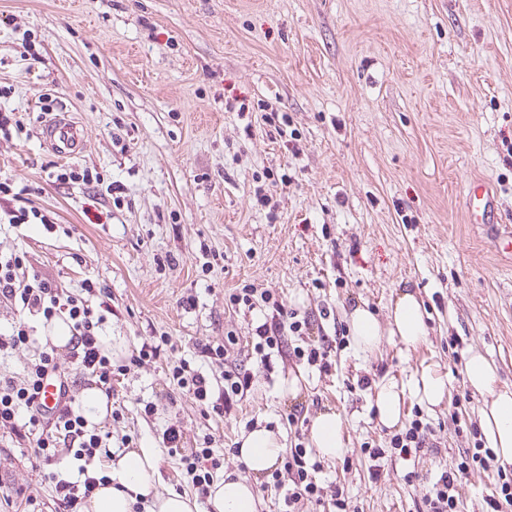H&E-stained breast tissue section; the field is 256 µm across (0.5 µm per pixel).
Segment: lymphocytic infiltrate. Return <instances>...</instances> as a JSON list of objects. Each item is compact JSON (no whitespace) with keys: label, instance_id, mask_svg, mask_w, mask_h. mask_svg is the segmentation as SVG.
<instances>
[{"label":"lymphocytic infiltrate","instance_id":"obj_1","mask_svg":"<svg viewBox=\"0 0 512 512\" xmlns=\"http://www.w3.org/2000/svg\"><path fill=\"white\" fill-rule=\"evenodd\" d=\"M23 257L0 258V299L19 303L24 320L15 323L10 335L0 337V351L31 343L27 316L41 317L45 323L55 319L66 321L72 338L65 349L44 343L37 361L24 368L21 378L0 379V430L31 442L32 467L49 466L47 479L53 485L52 512H80L82 504L100 486L102 478L91 465L102 452L104 439L110 438L108 426L89 422L75 410L71 398L72 379L94 378L106 396H113L112 380L116 369L112 355L102 343L100 330L106 321L102 309L91 300L99 289L95 282L84 280L80 293L58 287L40 273H26ZM310 329L306 320L294 319L284 304L272 302L263 323L255 329L252 350L265 355L272 349H283L286 334L305 336ZM178 390L192 393L205 413L223 416L234 397L244 396L251 388L248 375L225 370L224 391L216 393L209 375L195 369L187 360H179L170 371ZM55 378L67 399L55 419L44 418L36 403L45 379ZM181 425H167L162 442L169 454L179 457L182 474L199 498H207L213 473L220 466L209 444L186 448L181 444ZM490 449H468L456 468L442 472L423 497L424 512H457L459 487L469 472L495 470V488L486 500L485 512H503L512 506V471L493 469ZM322 465L311 458L305 448L290 449L282 467L274 469L272 482L285 489L288 512H305L307 507L331 508L347 512L344 492L336 483H323Z\"/></svg>","mask_w":512,"mask_h":512}]
</instances>
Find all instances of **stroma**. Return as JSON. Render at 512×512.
I'll return each mask as SVG.
<instances>
[{"label":"stroma","instance_id":"obj_1","mask_svg":"<svg viewBox=\"0 0 512 512\" xmlns=\"http://www.w3.org/2000/svg\"><path fill=\"white\" fill-rule=\"evenodd\" d=\"M58 106L83 128L67 160L39 138ZM273 109L288 118L283 132L262 118ZM1 112L14 122L0 128V177L28 194H0V255H25L76 294L95 281L110 309L102 335L127 350L171 340L115 380L125 408L107 441L155 449L158 492L196 495L162 443L175 421L185 447L211 437L224 471L242 475L232 449L255 424L306 447L309 426L294 429L289 414L336 409L346 449L323 474L349 512H419L482 439L464 364L480 350L512 388V260L463 199L484 178L512 219V0H0ZM61 165L102 183L56 182ZM22 206L48 225L8 223ZM244 286L254 308L229 302ZM408 288L424 303L425 341L356 352L347 309L386 319ZM265 293L335 338L329 371L248 357ZM228 335L223 367L197 353L196 342ZM181 359L217 378L241 369L253 385L224 416H205L169 381ZM424 365L446 380L444 403L406 397L401 425L380 426L376 384ZM299 369L307 385L288 396L280 382ZM143 402L157 404L154 418L141 417ZM416 419L429 427L424 446L391 454L394 432ZM28 446L0 436V481L50 502Z\"/></svg>","mask_w":512,"mask_h":512}]
</instances>
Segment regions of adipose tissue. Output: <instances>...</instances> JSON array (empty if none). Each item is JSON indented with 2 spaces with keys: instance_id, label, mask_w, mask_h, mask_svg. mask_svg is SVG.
<instances>
[{
  "instance_id": "1",
  "label": "adipose tissue",
  "mask_w": 512,
  "mask_h": 512,
  "mask_svg": "<svg viewBox=\"0 0 512 512\" xmlns=\"http://www.w3.org/2000/svg\"><path fill=\"white\" fill-rule=\"evenodd\" d=\"M348 323L354 346L362 353L374 351L385 338L412 348L422 343L427 334L423 303L411 290L399 293L389 309L387 322H380L362 304L349 312ZM465 378L472 391L483 399L480 423L497 462L504 467L512 466V390L499 386L495 368L478 351L471 352L466 360ZM447 393L444 378L428 367L401 382H379L374 396L376 417L381 426L394 427L401 421L406 396L436 407L444 402ZM343 426L341 414L333 409L314 418L310 443L322 458L332 460L343 454ZM284 448L281 433L260 424L243 435L239 456L250 475L244 478L229 472L213 482L208 495L211 512H261L262 501L253 481L276 468ZM108 476L106 485L85 501L83 512H197L195 501L185 494H156L158 472L152 449L136 448L123 453L109 462Z\"/></svg>"
}]
</instances>
